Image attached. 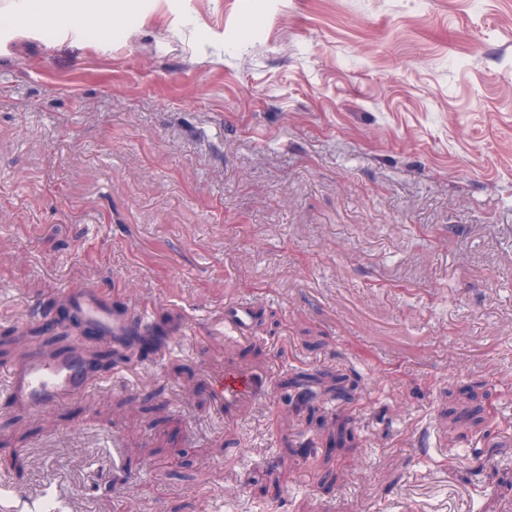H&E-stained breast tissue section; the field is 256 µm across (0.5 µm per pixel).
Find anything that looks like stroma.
Returning <instances> with one entry per match:
<instances>
[{"instance_id":"stroma-1","label":"stroma","mask_w":512,"mask_h":512,"mask_svg":"<svg viewBox=\"0 0 512 512\" xmlns=\"http://www.w3.org/2000/svg\"><path fill=\"white\" fill-rule=\"evenodd\" d=\"M35 9L0 0V334L72 288L162 332L40 412L0 356V498L512 512V0ZM316 370L355 401L284 408ZM219 392L224 399H234L253 392L256 387V379L251 374L228 373L219 382Z\"/></svg>"}]
</instances>
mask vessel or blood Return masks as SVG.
<instances>
[{
  "mask_svg": "<svg viewBox=\"0 0 512 512\" xmlns=\"http://www.w3.org/2000/svg\"><path fill=\"white\" fill-rule=\"evenodd\" d=\"M66 300L81 318L109 340L146 334L147 324H133L126 314L111 309L101 291L83 288L70 291ZM92 381L77 356L56 357L44 350L34 351L29 363L9 377L10 391L17 403L40 411L56 401L90 390ZM220 393L234 399L253 392L256 379L246 373H229L219 383Z\"/></svg>",
  "mask_w": 512,
  "mask_h": 512,
  "instance_id": "vessel-or-blood-1",
  "label": "vessel or blood"
}]
</instances>
